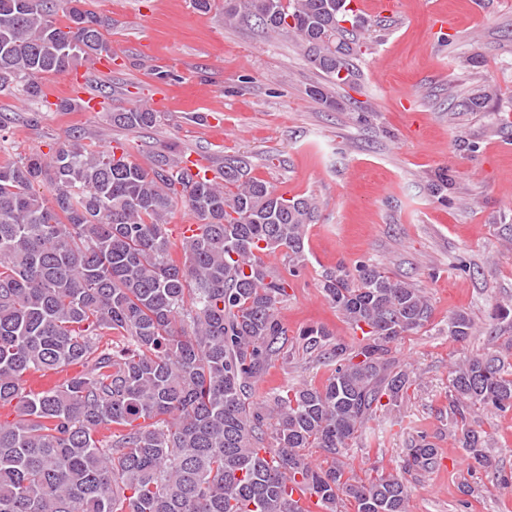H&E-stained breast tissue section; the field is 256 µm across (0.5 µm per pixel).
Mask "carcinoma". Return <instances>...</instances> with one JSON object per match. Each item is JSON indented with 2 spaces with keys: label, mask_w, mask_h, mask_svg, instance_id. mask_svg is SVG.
I'll return each instance as SVG.
<instances>
[{
  "label": "carcinoma",
  "mask_w": 512,
  "mask_h": 512,
  "mask_svg": "<svg viewBox=\"0 0 512 512\" xmlns=\"http://www.w3.org/2000/svg\"><path fill=\"white\" fill-rule=\"evenodd\" d=\"M348 0H224V23L253 18L295 41L336 83L355 76ZM86 0H0V93L44 102L41 79L111 53ZM67 22H56L57 11ZM351 23L346 28L343 23ZM163 113L136 106L112 124L153 128ZM224 163L223 182L188 180L180 157L150 166L91 149L81 136L48 154L0 163V512H296L293 484L327 512H407L406 475L438 466L421 436L402 471L352 482L340 456L378 410L401 405L410 372L391 344L424 327L430 305L378 265L339 264L322 275L326 297L361 337L300 333L331 375L320 386L251 403L253 383L283 353L277 305L303 261L317 205L285 198ZM199 218L172 257L168 216L177 202ZM288 257V275L264 257ZM465 312L448 335L473 334ZM31 393L29 373H62ZM512 410V364L465 354L448 371V425L475 464L490 470L479 409ZM307 448L332 455L314 467Z\"/></svg>",
  "instance_id": "cac0c4a2"
}]
</instances>
